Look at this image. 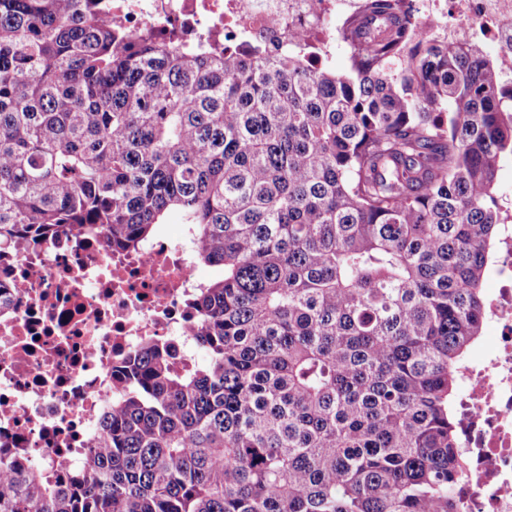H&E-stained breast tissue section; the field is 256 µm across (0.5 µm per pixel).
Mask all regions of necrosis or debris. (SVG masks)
Masks as SVG:
<instances>
[{
  "mask_svg": "<svg viewBox=\"0 0 512 512\" xmlns=\"http://www.w3.org/2000/svg\"><path fill=\"white\" fill-rule=\"evenodd\" d=\"M365 0H112V19L181 42L286 47L320 66L342 40L336 15ZM439 42L494 41L512 78V0H403ZM199 262L186 237H158L129 253L99 224L65 227L24 250L0 249V456L44 469L81 463L102 410L123 390L116 375L147 341L191 360L189 300ZM489 348L462 377L461 446L471 462L463 512H512V225L492 271Z\"/></svg>",
  "mask_w": 512,
  "mask_h": 512,
  "instance_id": "1",
  "label": "necrosis or debris"
}]
</instances>
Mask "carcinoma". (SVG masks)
<instances>
[{"label":"carcinoma","mask_w":512,"mask_h":512,"mask_svg":"<svg viewBox=\"0 0 512 512\" xmlns=\"http://www.w3.org/2000/svg\"><path fill=\"white\" fill-rule=\"evenodd\" d=\"M344 71L0 0V246L175 215L198 259L177 368L147 342L80 465L0 458V512H461L459 369L482 337L512 80L369 0Z\"/></svg>","instance_id":"carcinoma-1"}]
</instances>
